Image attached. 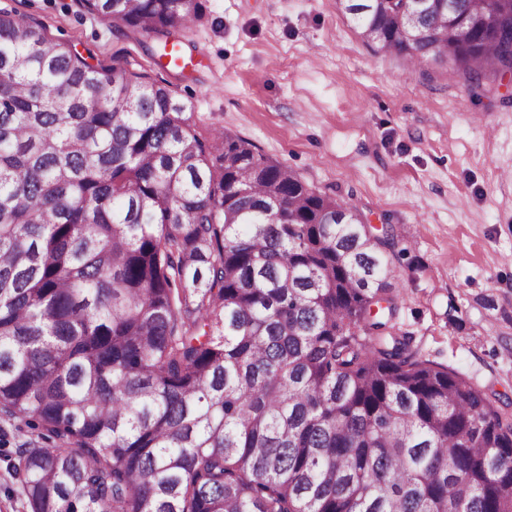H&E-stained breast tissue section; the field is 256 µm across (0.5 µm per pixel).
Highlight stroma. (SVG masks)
I'll return each instance as SVG.
<instances>
[{
	"instance_id": "35a3bbf8",
	"label": "stroma",
	"mask_w": 512,
	"mask_h": 512,
	"mask_svg": "<svg viewBox=\"0 0 512 512\" xmlns=\"http://www.w3.org/2000/svg\"><path fill=\"white\" fill-rule=\"evenodd\" d=\"M203 18L159 42L80 0H0L103 64L148 73L193 112L294 170L315 192L393 228L391 332L512 413V82L476 101L448 62L411 75L368 45L338 0H201Z\"/></svg>"
}]
</instances>
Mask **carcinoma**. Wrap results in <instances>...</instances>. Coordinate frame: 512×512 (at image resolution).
I'll return each instance as SVG.
<instances>
[{
    "instance_id": "obj_1",
    "label": "carcinoma",
    "mask_w": 512,
    "mask_h": 512,
    "mask_svg": "<svg viewBox=\"0 0 512 512\" xmlns=\"http://www.w3.org/2000/svg\"><path fill=\"white\" fill-rule=\"evenodd\" d=\"M163 43L199 0H81ZM473 99L512 0H339ZM411 18L416 39L400 23ZM146 73L0 13V416L27 512H512V417L385 334L398 242Z\"/></svg>"
}]
</instances>
